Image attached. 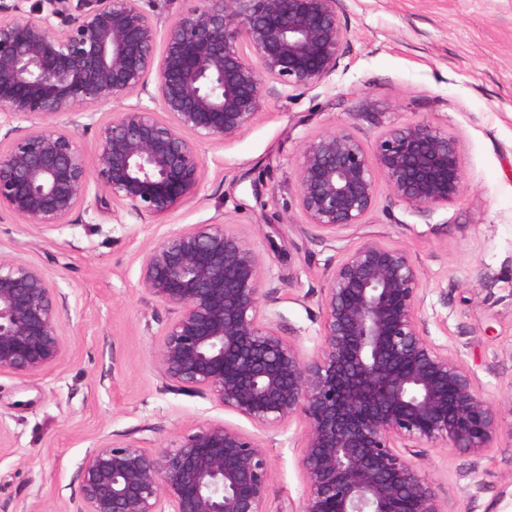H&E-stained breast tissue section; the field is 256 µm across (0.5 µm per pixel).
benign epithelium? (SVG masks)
Returning a JSON list of instances; mask_svg holds the SVG:
<instances>
[{"label": "benign epithelium", "instance_id": "obj_1", "mask_svg": "<svg viewBox=\"0 0 512 512\" xmlns=\"http://www.w3.org/2000/svg\"><path fill=\"white\" fill-rule=\"evenodd\" d=\"M140 2L16 0L15 15L0 17V214L42 229L112 202L163 220L199 195L203 143L247 130L269 84L313 88L346 56L342 0H185L159 55ZM152 74L155 107L138 102L96 124L93 154L56 125L79 126L88 106L142 91ZM93 184L103 195L91 196ZM382 184L412 209L460 197L454 143L416 120L370 148L345 129L303 144L295 194L320 231L363 223ZM139 283L170 315L155 347L165 382L261 429L304 420L295 512H441L417 463L423 449L478 450L512 434V399L488 401L428 340L420 270L402 248L367 239L334 266L311 355L266 310L274 288L259 254L222 222L171 232L143 258ZM63 304L42 269L0 260L1 375L42 376L59 363ZM80 477L76 512H270L265 448L222 421L157 450L105 440Z\"/></svg>", "mask_w": 512, "mask_h": 512}]
</instances>
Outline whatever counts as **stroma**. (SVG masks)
I'll return each instance as SVG.
<instances>
[{
  "mask_svg": "<svg viewBox=\"0 0 512 512\" xmlns=\"http://www.w3.org/2000/svg\"><path fill=\"white\" fill-rule=\"evenodd\" d=\"M348 53L323 84L274 85L235 141L200 148L196 199L163 222L109 205L39 230L0 216V257L41 268L66 297L65 353L48 374L0 375V512H75L80 465L102 441L153 449L221 420L266 449L270 512L299 505L305 423L262 430L209 396L165 383L154 364L169 319L138 279L165 236L221 221L260 255L276 287L268 309L304 353L320 344L333 267L368 237L405 249L421 272L430 340L499 403L512 395V0H343ZM426 120L451 138L462 195L413 210L380 191L364 223L336 237L295 202L308 139L344 128L373 144L393 124ZM422 471L443 512H512V434L479 451L430 448Z\"/></svg>",
  "mask_w": 512,
  "mask_h": 512,
  "instance_id": "35a3bbf8",
  "label": "stroma"
}]
</instances>
